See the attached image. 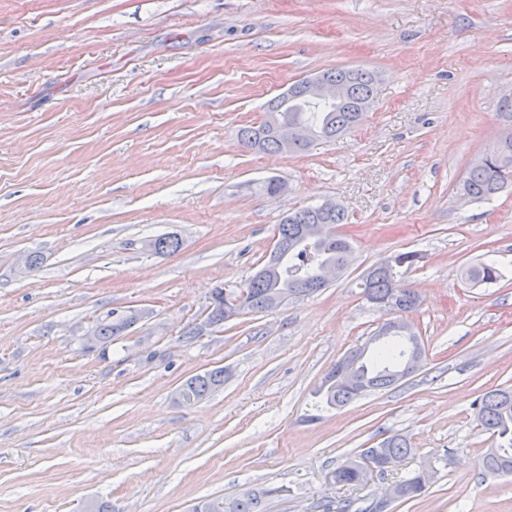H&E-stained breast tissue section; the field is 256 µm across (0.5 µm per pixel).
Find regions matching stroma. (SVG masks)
Wrapping results in <instances>:
<instances>
[{
	"mask_svg": "<svg viewBox=\"0 0 512 512\" xmlns=\"http://www.w3.org/2000/svg\"><path fill=\"white\" fill-rule=\"evenodd\" d=\"M336 68L378 78L362 122L301 154L241 146L268 102ZM512 0H0V512H191L273 484L265 512H323L429 469L389 512H512L472 403L512 387V190L462 200L505 126ZM287 182L270 197L256 185ZM333 200L354 261L315 295L207 323L217 288L269 258L278 224ZM161 235L181 241L153 253ZM419 370L312 419L328 369L384 315L358 282L396 252ZM38 255L29 270L25 261ZM138 321L93 339L111 311ZM220 368L197 402L178 389ZM413 453L368 485L331 472L386 433ZM502 267L498 260L479 262L467 269V280L474 284L494 283L503 277Z\"/></svg>",
	"mask_w": 512,
	"mask_h": 512,
	"instance_id": "obj_1",
	"label": "stroma"
}]
</instances>
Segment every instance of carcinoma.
Returning <instances> with one entry per match:
<instances>
[{"mask_svg": "<svg viewBox=\"0 0 512 512\" xmlns=\"http://www.w3.org/2000/svg\"><path fill=\"white\" fill-rule=\"evenodd\" d=\"M328 79L346 82L352 90L350 101L343 105L329 107H311L301 98L289 100L286 108L275 98L268 104L270 109H281L278 116L283 123L304 124L312 130V136L294 144L291 151L304 152L312 143L320 139H334L349 131L362 121L364 113L357 111L373 102L375 95V76L361 69H334L324 72ZM240 144L248 149L264 152H279L281 145L278 137L263 122L257 127L246 126L239 130ZM487 160L481 165H471L460 184V191L476 202L491 200L496 194L512 185V145L506 154L500 155L496 148L486 152ZM347 221L345 210L334 213L321 211L317 207L301 208L288 215L278 225V242L282 248L273 252L270 259L257 270L244 284V287L228 291L218 288L213 293V313L224 316V304L239 298L251 312H267L270 303L280 292L305 294L311 289L316 292L328 286L323 279L326 267L336 264L352 254L351 242L342 237L308 241L303 230L310 225L329 224L336 227ZM180 241L175 236H160L153 241V250L157 254L176 251ZM416 252H401L389 256L370 267L364 274L360 288L367 300L383 299L398 291V305L405 312L419 307V297L415 290L397 285L398 269L411 267L420 261ZM467 280L474 284L494 283L503 277L502 264L497 260L483 261L470 266L466 271ZM135 319L125 315L111 313V320L101 324L96 337L108 341L120 335ZM413 345L398 333L374 342L373 348L363 347L360 363L361 377L366 390L387 388L398 383L395 376L406 370ZM224 385V369H214L202 375L186 380L179 389V398L191 403L198 401ZM315 394L327 409H340L358 397L359 391L338 387L323 377ZM475 416L483 430L500 439V443L483 453L478 468L483 478H496L502 473L512 474V389H496L482 394L473 403ZM385 448L391 455L402 458L413 452L406 436L391 434L383 439ZM377 467L376 450L365 448L357 455L347 459L331 472V478L343 486H364L373 477V468ZM430 476L418 470L408 474L402 480L400 500L408 501L420 497L429 484ZM282 492L280 488L249 489L226 502L223 512H264L267 498Z\"/></svg>", "mask_w": 512, "mask_h": 512, "instance_id": "1", "label": "carcinoma"}]
</instances>
